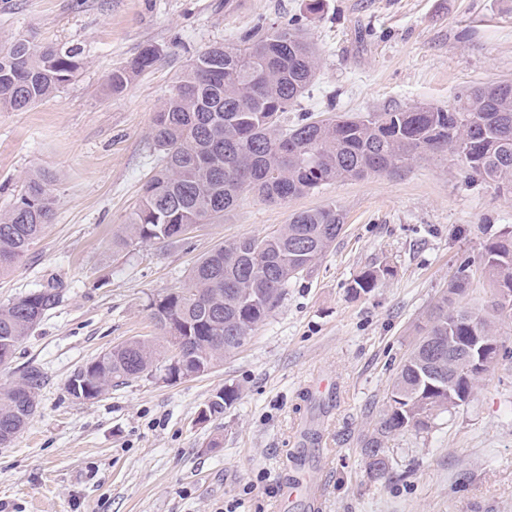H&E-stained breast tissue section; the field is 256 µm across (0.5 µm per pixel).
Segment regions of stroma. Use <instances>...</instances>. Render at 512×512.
Segmentation results:
<instances>
[{
	"mask_svg": "<svg viewBox=\"0 0 512 512\" xmlns=\"http://www.w3.org/2000/svg\"><path fill=\"white\" fill-rule=\"evenodd\" d=\"M0 0V43L81 50L71 82L27 112H0V211L41 168L57 178L43 238L7 275L0 305L61 279V303L0 366V386L39 365L37 409L0 447V512H279L288 483L322 488L323 512H512V319L498 325L500 357L470 402L419 434L392 437L389 477L371 475L361 441L386 410L402 359L430 306L472 262L469 307L490 286L476 261L512 227V190L467 177L452 155L392 173L334 182L284 204L248 192L220 224L173 243L114 247L158 152L154 114L174 76L201 51L237 41L262 21L299 20L320 50L315 82L289 112L325 118L444 106L463 87L512 81V0ZM148 44L162 57L127 89L111 70ZM336 205L342 234L238 352L211 373L174 384L140 377L91 401L67 381L101 352L157 330L151 297L184 285L224 242L264 236L292 213ZM390 266L354 294L363 269ZM327 391L312 389L316 378ZM238 399L211 421V396ZM314 426L318 442L302 448ZM238 391L232 386H224L210 399L206 406L200 411V419L202 422L210 421L213 417H217L224 413V406L229 405L237 399Z\"/></svg>",
	"mask_w": 512,
	"mask_h": 512,
	"instance_id": "35a3bbf8",
	"label": "stroma"
}]
</instances>
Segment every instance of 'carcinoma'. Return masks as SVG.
Wrapping results in <instances>:
<instances>
[{"label": "carcinoma", "mask_w": 512, "mask_h": 512, "mask_svg": "<svg viewBox=\"0 0 512 512\" xmlns=\"http://www.w3.org/2000/svg\"><path fill=\"white\" fill-rule=\"evenodd\" d=\"M159 48L147 45L128 66L112 70L111 93L123 92L134 76L152 68ZM319 49L303 27L258 23L234 44L200 52L176 78L155 113L152 139L161 163L143 188L114 246L164 243L196 224L224 222L245 192L284 204L322 185L395 171L416 157L450 153L468 176L512 189V82L473 85L444 107L336 114L316 119L304 113L293 124L288 112L315 81ZM77 47L32 45L24 38L0 48V110L27 112L72 81L81 68ZM55 176L29 171L22 191L0 212V275L10 272L52 223ZM344 229L334 205L296 212L275 233L232 240L200 258L184 287L149 301L158 336L132 337L102 352L67 382L77 400L90 401L108 389L142 376L173 384L211 372L234 355L277 306L293 278L310 270ZM480 267L492 289L512 292V232L490 242ZM392 274L371 267L349 285L368 293ZM468 267L448 284L427 314L423 337L403 359L390 405L362 440L370 472L392 469L385 444L418 433L445 413H455L457 390H475L482 380L457 375L462 358L448 348L464 336L499 341L496 303L476 313L455 297L465 290ZM61 280L0 305V365L63 298ZM440 337L438 356L422 346ZM44 384L31 364L8 387H0V447H8L28 424ZM232 386L219 390L200 411L207 422L237 399Z\"/></svg>", "instance_id": "cac0c4a2"}]
</instances>
